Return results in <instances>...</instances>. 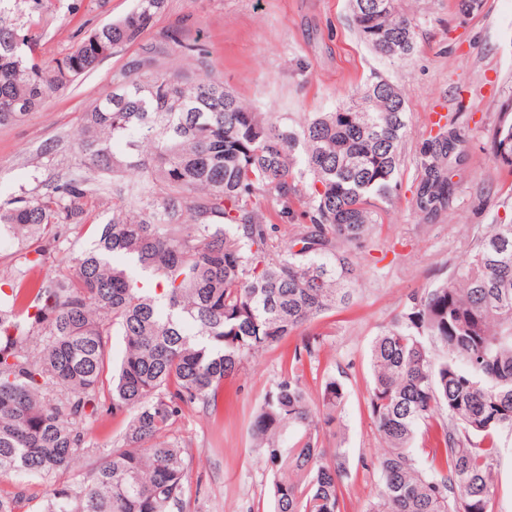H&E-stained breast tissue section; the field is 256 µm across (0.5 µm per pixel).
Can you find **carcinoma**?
I'll return each mask as SVG.
<instances>
[{
    "instance_id": "carcinoma-1",
    "label": "carcinoma",
    "mask_w": 512,
    "mask_h": 512,
    "mask_svg": "<svg viewBox=\"0 0 512 512\" xmlns=\"http://www.w3.org/2000/svg\"><path fill=\"white\" fill-rule=\"evenodd\" d=\"M384 2L350 0L361 39L389 57L399 38L414 50L399 0ZM165 6L135 0L117 20L77 28L68 52L46 60L48 0H0V126L138 43ZM183 49L200 65L196 77L161 69L157 47H146L81 115L76 155L112 177L109 220L89 222L101 193L83 176L0 207V236L27 244L4 279L9 291L0 288V473L45 485L37 511L25 486L1 488L0 512H191L194 456L169 437L184 408L218 413L224 380L245 361L357 292L350 250L381 223L378 203L397 187L401 92L367 82L354 102L294 125L224 89L203 46ZM488 139L512 173L511 103ZM420 155L413 209L425 224L454 202L453 172L465 164L456 123L438 115ZM297 197L306 223L278 249L263 202L290 224ZM71 224L92 229L93 246L43 271ZM112 327L125 351L110 369ZM318 344L295 345L249 425L251 447L274 471L272 512L346 509L345 455L320 441L343 435L344 385L326 375L314 399L303 381ZM370 366L367 408L385 445L370 512H493L500 435L512 431L511 220H494L465 265L408 296L372 341ZM108 415L123 417L122 431L86 477L66 478Z\"/></svg>"
}]
</instances>
